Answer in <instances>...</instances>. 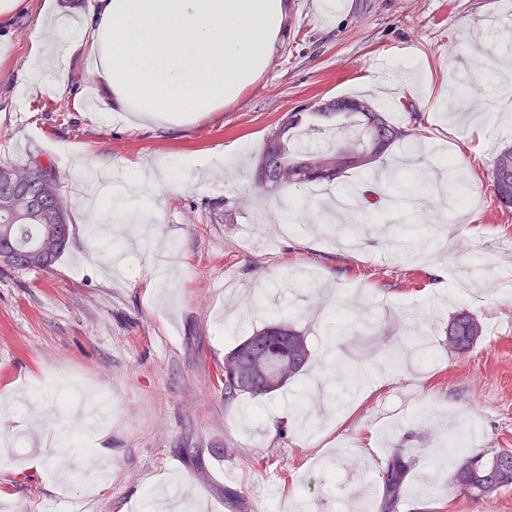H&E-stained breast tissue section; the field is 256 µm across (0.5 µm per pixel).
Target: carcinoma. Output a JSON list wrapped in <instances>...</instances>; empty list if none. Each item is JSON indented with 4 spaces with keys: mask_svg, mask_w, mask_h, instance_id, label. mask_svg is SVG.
<instances>
[{
    "mask_svg": "<svg viewBox=\"0 0 512 512\" xmlns=\"http://www.w3.org/2000/svg\"><path fill=\"white\" fill-rule=\"evenodd\" d=\"M328 129H352V137H340L332 145L300 144ZM415 140L413 128L392 123L386 113L361 98L315 101L284 113L267 133L253 158L254 186L271 199L284 188L315 182L342 183L352 172H368L393 147ZM13 170L30 176V188L41 193L43 206H29L17 193L10 208H0V262L15 269L46 271L58 260L70 237L68 210L55 172L40 164L18 168L0 164V171ZM491 191L500 205L512 207V145L496 151L488 176ZM482 320L468 310H458L446 329L448 350L465 353L483 338ZM310 358L304 335L292 324L280 322L264 327L237 344L224 356L221 383L224 401L240 396L258 397L283 388L303 372ZM451 475L457 492L489 498L512 486V450L468 453L457 450ZM411 457L396 452L381 470L382 497L379 512H399L403 488L411 470Z\"/></svg>",
    "mask_w": 512,
    "mask_h": 512,
    "instance_id": "cac0c4a2",
    "label": "carcinoma"
}]
</instances>
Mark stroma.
I'll return each mask as SVG.
<instances>
[{"label": "stroma", "mask_w": 512, "mask_h": 512, "mask_svg": "<svg viewBox=\"0 0 512 512\" xmlns=\"http://www.w3.org/2000/svg\"><path fill=\"white\" fill-rule=\"evenodd\" d=\"M45 0L0 33V162L52 166L70 211V239L45 272L0 264V504L20 512H161L151 492L189 486L196 512H377L378 470L398 448L415 466L400 512H512V488L456 495L450 439L477 452L512 450V304L496 270L512 269V208L494 198L496 145L512 142V91L486 82L478 115L449 86L477 59H512V0H289L265 72L236 103L169 134L109 119L82 52L63 85L22 83ZM363 94L396 123L419 113L426 170L441 192L367 214L359 249L304 219L294 232L277 203L254 195L250 162L277 119L303 101ZM241 149L233 169L197 161ZM159 172L158 219L104 242L86 221L100 191L76 158ZM463 173L448 179L440 159ZM228 200L231 221L209 203ZM122 252L121 270L101 263ZM485 325L464 354L448 318ZM274 322L305 335L311 357L281 390L225 404L224 356ZM92 391L108 417L89 440L103 482L65 484L84 461L80 430L56 408V387ZM51 449L25 469L32 439Z\"/></svg>", "instance_id": "obj_1"}]
</instances>
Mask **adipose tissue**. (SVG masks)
I'll list each match as a JSON object with an SVG mask.
<instances>
[{
	"instance_id": "1",
	"label": "adipose tissue",
	"mask_w": 512,
	"mask_h": 512,
	"mask_svg": "<svg viewBox=\"0 0 512 512\" xmlns=\"http://www.w3.org/2000/svg\"><path fill=\"white\" fill-rule=\"evenodd\" d=\"M287 10L286 0H95L84 21L38 24L27 75L86 49L104 111L177 130L240 98L265 70Z\"/></svg>"
}]
</instances>
